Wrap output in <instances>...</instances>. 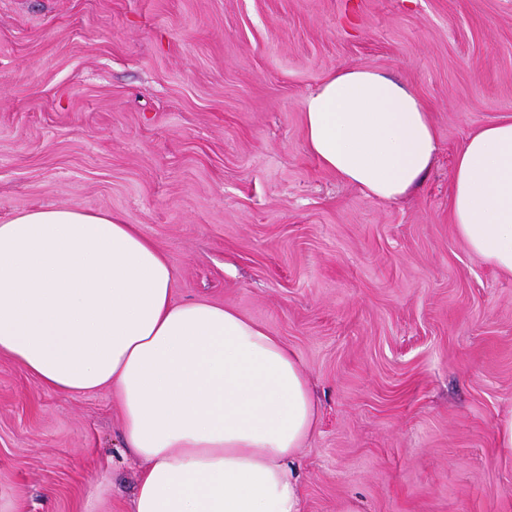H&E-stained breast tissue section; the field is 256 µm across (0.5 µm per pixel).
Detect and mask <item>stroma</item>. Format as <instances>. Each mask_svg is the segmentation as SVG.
<instances>
[{
    "mask_svg": "<svg viewBox=\"0 0 512 512\" xmlns=\"http://www.w3.org/2000/svg\"><path fill=\"white\" fill-rule=\"evenodd\" d=\"M374 68L430 107L405 199L323 169L304 99ZM512 116V0H0V222L121 214L174 299L235 308L298 356L319 423L303 512H512V276L455 235L452 165ZM110 390L65 396L0 356V512H131Z\"/></svg>",
    "mask_w": 512,
    "mask_h": 512,
    "instance_id": "35a3bbf8",
    "label": "stroma"
}]
</instances>
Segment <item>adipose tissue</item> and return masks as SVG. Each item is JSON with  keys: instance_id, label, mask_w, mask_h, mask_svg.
Wrapping results in <instances>:
<instances>
[{"instance_id": "1", "label": "adipose tissue", "mask_w": 512, "mask_h": 512, "mask_svg": "<svg viewBox=\"0 0 512 512\" xmlns=\"http://www.w3.org/2000/svg\"><path fill=\"white\" fill-rule=\"evenodd\" d=\"M309 152L342 182L396 201L432 168L428 107L368 67L327 74L304 102ZM451 213L474 254L512 276V117L456 155ZM138 225L31 208L0 223V354L66 394L111 388L144 467L133 512H301L293 462L317 425L300 362L234 308L177 302Z\"/></svg>"}]
</instances>
